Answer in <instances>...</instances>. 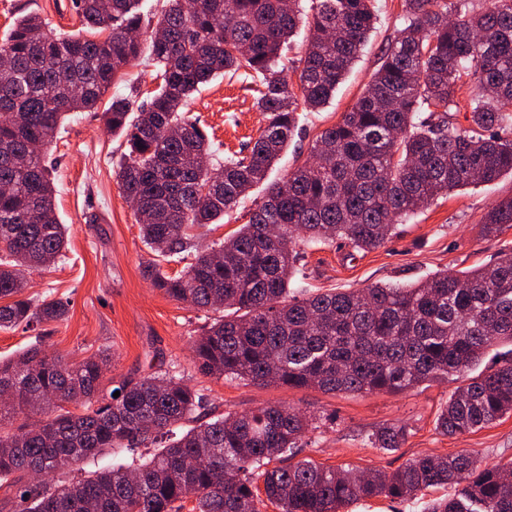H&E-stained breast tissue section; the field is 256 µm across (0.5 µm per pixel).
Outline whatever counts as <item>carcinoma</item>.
I'll list each match as a JSON object with an SVG mask.
<instances>
[{"instance_id": "carcinoma-1", "label": "carcinoma", "mask_w": 512, "mask_h": 512, "mask_svg": "<svg viewBox=\"0 0 512 512\" xmlns=\"http://www.w3.org/2000/svg\"><path fill=\"white\" fill-rule=\"evenodd\" d=\"M75 0L82 31L54 34L39 15L19 16L0 41V329L66 319L61 299L25 293L26 273L55 264L67 246L54 212L55 186L42 160L66 116L95 112L116 77L141 54L133 33L150 32L158 88L135 111L114 96L105 125L126 135L123 194L139 201L143 242L154 259L143 276L169 297L217 314L193 340L197 371L217 379L314 388L326 394H399L466 377L438 412L453 436L512 416V357L476 376L483 354L512 343V252L488 264L437 272L410 285L349 292H290L302 247L343 241L369 252L399 222L448 192L512 175V0H403L404 27L387 44L371 84L342 119L316 137L309 156L271 183L248 223L206 247L189 230L214 224L264 182L298 127V103L314 111L336 92L378 16L374 0ZM308 46L277 70L283 44L302 25ZM260 80L264 126L247 152L215 170L212 144L186 111L198 86L238 72ZM470 83L468 126L456 121L457 91ZM512 229V198L493 204L483 233ZM193 262L175 275L164 264ZM108 349L80 361L50 356L35 341L0 361L14 388L0 413V490L13 512H342L372 497L412 499L455 487L422 512H512V465L487 466L472 452L420 455L389 475L292 462L306 433L327 421L284 403L222 415L206 394L168 370L127 377L105 401ZM82 403L83 411L67 408ZM183 428L175 436L173 429ZM406 431L384 426L375 448H399ZM83 477L31 478L139 447Z\"/></svg>"}]
</instances>
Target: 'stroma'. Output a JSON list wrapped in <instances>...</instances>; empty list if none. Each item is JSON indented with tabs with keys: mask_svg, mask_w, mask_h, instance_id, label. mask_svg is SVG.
I'll return each instance as SVG.
<instances>
[{
	"mask_svg": "<svg viewBox=\"0 0 512 512\" xmlns=\"http://www.w3.org/2000/svg\"><path fill=\"white\" fill-rule=\"evenodd\" d=\"M73 0H0V37L20 13L34 11L52 30L77 31ZM379 20L369 41L329 102L318 111L300 110L298 131L287 151L270 171L269 181L285 177L299 155L307 153L316 136L340 121L362 95L380 65L388 40L402 27V0H378ZM156 88L148 58L127 68L103 96L130 95L135 103L148 100ZM260 84L237 74L220 76L195 92L189 110L206 130L220 157L246 148L257 137L262 115L254 102ZM125 151L122 135L109 131L97 112L66 118L57 138L45 151L56 185L55 206L65 224L68 249L50 269L28 274L27 295L69 301L66 320L38 325L35 331L0 330V359L14 356L41 340L45 351L79 361L107 348L115 359L101 387L143 377L159 365L180 370L186 383L202 390L216 412H247L283 402L302 409L322 408L331 419L307 434L298 456L331 467L350 466L363 472L390 474L419 455L445 456L462 450L484 463L512 461V417L479 431L447 436L436 417L456 387L455 380L420 387L402 394H325L314 389L206 377L193 364L192 338L209 323L210 313L188 307L154 288L142 276L151 258L140 238L136 215L117 177ZM512 197V177L457 190L422 209L399 227L382 247L363 254L344 244L307 248L303 278L294 290L356 289L373 284L413 283L433 273L465 271L512 252V229L495 238L481 235L488 208ZM386 425L404 427L405 443L397 449L374 448L369 436Z\"/></svg>",
	"mask_w": 512,
	"mask_h": 512,
	"instance_id": "35a3bbf8",
	"label": "stroma"
}]
</instances>
